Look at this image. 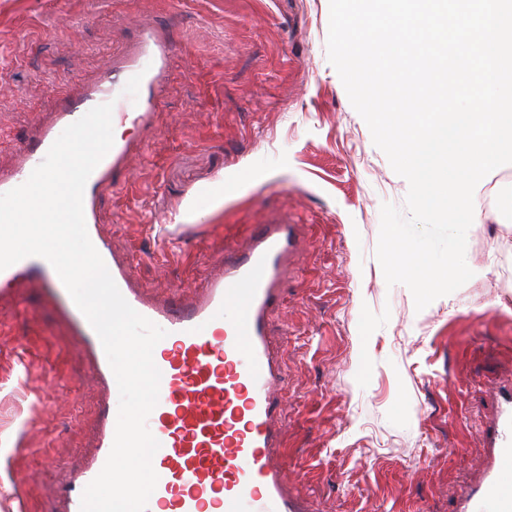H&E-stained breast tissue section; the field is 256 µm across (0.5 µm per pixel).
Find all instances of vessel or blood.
I'll return each mask as SVG.
<instances>
[{
	"mask_svg": "<svg viewBox=\"0 0 512 512\" xmlns=\"http://www.w3.org/2000/svg\"><path fill=\"white\" fill-rule=\"evenodd\" d=\"M173 49L167 28L140 25L111 67L63 98L18 148L15 164L0 169V193L25 183L62 131L97 105L112 104L113 121L149 136ZM131 94L138 100L133 111L126 106ZM137 147L134 139L114 141L86 182L83 209L89 238L125 300L167 332L153 351L161 379L147 426L160 447L152 459L158 482L146 512H313L305 497L289 490L278 452L284 375L270 333V313L298 250V227L285 217L254 225L244 244L225 250L223 264L204 285L176 299L148 297L134 286L128 258L113 252L99 218L105 193L117 186L118 175L128 174ZM21 280L50 290L78 346L93 355L97 377L115 389L97 334L51 264L30 256L0 270L1 284ZM493 397L492 460L461 496L457 512H512V386ZM115 428L111 408H104L95 454L56 490L63 512H80L82 493L103 468Z\"/></svg>",
	"mask_w": 512,
	"mask_h": 512,
	"instance_id": "obj_1",
	"label": "vessel or blood"
}]
</instances>
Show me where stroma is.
Here are the masks:
<instances>
[{
    "mask_svg": "<svg viewBox=\"0 0 512 512\" xmlns=\"http://www.w3.org/2000/svg\"><path fill=\"white\" fill-rule=\"evenodd\" d=\"M140 18L175 49L154 130L101 204L113 249L139 287L180 295L251 225L292 215L302 249L270 317L290 487L314 512H455L512 382V166L479 193L500 219L469 230L472 277L419 311L375 257L408 183L328 60L329 0H0V167ZM71 333L42 288L0 290V512L14 471L31 512H58L54 488L94 451L108 395Z\"/></svg>",
    "mask_w": 512,
    "mask_h": 512,
    "instance_id": "1",
    "label": "stroma"
}]
</instances>
